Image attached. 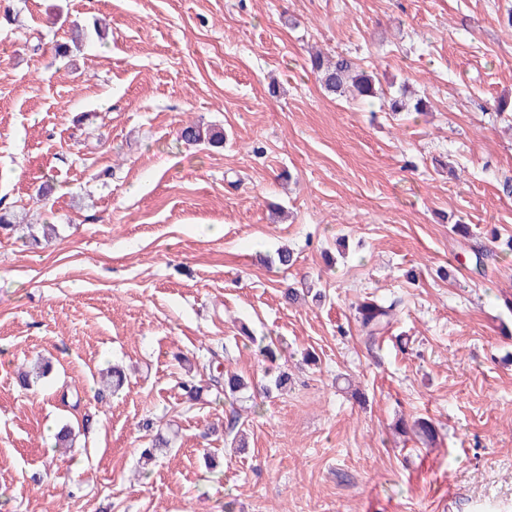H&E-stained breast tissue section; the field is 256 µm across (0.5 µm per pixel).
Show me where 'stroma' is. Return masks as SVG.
<instances>
[{"label":"stroma","mask_w":512,"mask_h":512,"mask_svg":"<svg viewBox=\"0 0 512 512\" xmlns=\"http://www.w3.org/2000/svg\"><path fill=\"white\" fill-rule=\"evenodd\" d=\"M511 12L0 0V209L56 227L38 247L0 232V512H512V251L474 264L512 235ZM98 20L104 38L57 55ZM318 50L382 98L327 94ZM403 88L428 110L392 114ZM188 121L223 147L184 144ZM367 296L402 301L372 343ZM278 337L284 355L256 356ZM179 354L255 406L188 400ZM40 358L52 374L21 389ZM421 417L434 446L396 429ZM66 421L73 452L49 450ZM160 429L171 450L143 467Z\"/></svg>","instance_id":"stroma-1"}]
</instances>
